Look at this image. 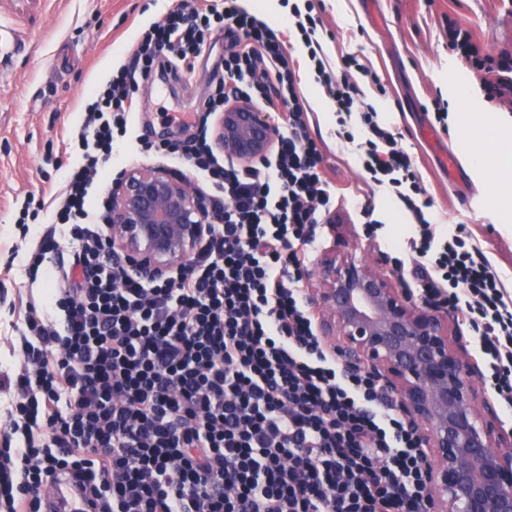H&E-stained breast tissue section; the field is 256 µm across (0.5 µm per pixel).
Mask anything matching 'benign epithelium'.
Instances as JSON below:
<instances>
[{"instance_id": "7a95c632", "label": "benign epithelium", "mask_w": 512, "mask_h": 512, "mask_svg": "<svg viewBox=\"0 0 512 512\" xmlns=\"http://www.w3.org/2000/svg\"><path fill=\"white\" fill-rule=\"evenodd\" d=\"M215 149L239 163L265 159L277 124L247 100L218 113ZM211 217L186 178L164 166L132 167L112 184L108 244L131 274L167 280L195 255ZM308 296L319 335L338 355L390 389L428 448L429 512H512V432L479 397L475 369L448 333L447 312L411 301L402 288L352 258L320 262Z\"/></svg>"}]
</instances>
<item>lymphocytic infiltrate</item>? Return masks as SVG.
Wrapping results in <instances>:
<instances>
[{"mask_svg": "<svg viewBox=\"0 0 512 512\" xmlns=\"http://www.w3.org/2000/svg\"><path fill=\"white\" fill-rule=\"evenodd\" d=\"M315 81L371 181L402 203L416 231L395 258L416 297L460 312L495 393L512 410V294L484 252L443 234L410 156L377 109L359 98L348 56L327 68L311 13L292 6ZM234 37L210 111L236 97L277 100L274 157L250 166L208 137L170 142L207 184L205 246L171 279L144 283L113 258L92 221L94 176L129 144L135 91L161 53L190 73L206 27ZM448 47L480 75L488 99L512 97V59L484 53L466 25ZM69 137L80 161L62 194L22 206L17 223L49 213L51 230L26 266L37 278L56 233L74 246L48 305L27 302V334L0 434V512H43L47 486L77 484L93 512H424L427 452L372 374L328 351L300 289L315 226L336 205L288 50L238 0H177L154 22ZM61 313L47 321L46 308Z\"/></svg>", "mask_w": 512, "mask_h": 512, "instance_id": "obj_1", "label": "lymphocytic infiltrate"}]
</instances>
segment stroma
<instances>
[{"label": "stroma", "instance_id": "1", "mask_svg": "<svg viewBox=\"0 0 512 512\" xmlns=\"http://www.w3.org/2000/svg\"><path fill=\"white\" fill-rule=\"evenodd\" d=\"M317 38L332 67L357 56L378 77L360 80L362 99L381 109L399 132L400 147L422 176L431 206L429 217L449 233H462L479 246L512 291V225H505L489 179L448 157L461 148L477 151L485 133L461 127L468 106L455 93L467 79L469 93L479 97L476 75L449 50L448 20L468 25L474 41L486 52L512 54V0H312ZM175 0H0V372L16 376L25 368L19 351L24 328L22 305L48 303L53 279L29 282L25 266L44 224L22 233L15 219L29 196L60 191L76 166L75 151L65 149L62 134L79 124L94 92L104 86L137 50L143 32L161 19ZM267 23L288 42V54L301 96L319 94L304 88L309 58L294 47L297 30L282 14L270 13ZM229 40L212 27L188 76L176 79L166 58L157 57L149 78L136 96L132 136L144 143L138 152H121L100 175L112 183L120 171L161 163L179 171V164L158 152L166 141H190L212 128L206 105L224 81V53ZM449 102L447 124H440L433 101ZM310 132L324 156L336 190V207L316 230L301 289L318 287L315 275L322 257H355L379 263L381 271L400 281L393 259L397 243L410 236L399 201L384 189L367 185L350 144L336 136V115L315 112ZM375 207L380 222L369 233L361 207Z\"/></svg>", "mask_w": 512, "mask_h": 512}]
</instances>
